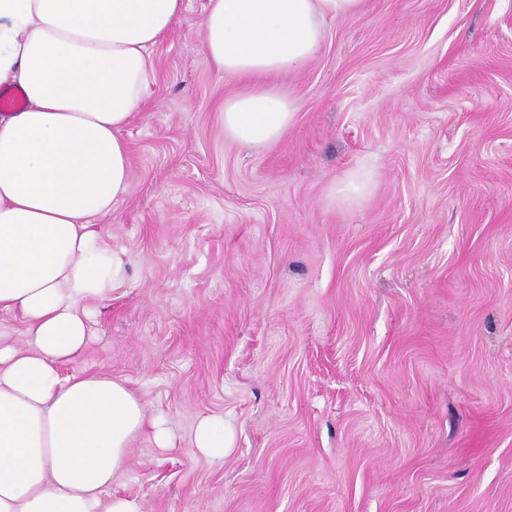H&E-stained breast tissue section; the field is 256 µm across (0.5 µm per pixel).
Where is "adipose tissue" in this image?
Segmentation results:
<instances>
[{"label":"adipose tissue","instance_id":"obj_1","mask_svg":"<svg viewBox=\"0 0 512 512\" xmlns=\"http://www.w3.org/2000/svg\"><path fill=\"white\" fill-rule=\"evenodd\" d=\"M364 3L208 0L202 49L217 73L245 84L220 105L225 137L276 144L296 117L276 77L304 69L326 20ZM186 10L187 0H0V86L25 99L0 115V311L26 336L22 347L0 336V512H141L111 488L144 432L171 443L125 380L63 367L92 338L96 304L127 281L100 224L128 193L122 132L150 82V52ZM233 442L220 414L191 436L210 461Z\"/></svg>","mask_w":512,"mask_h":512}]
</instances>
